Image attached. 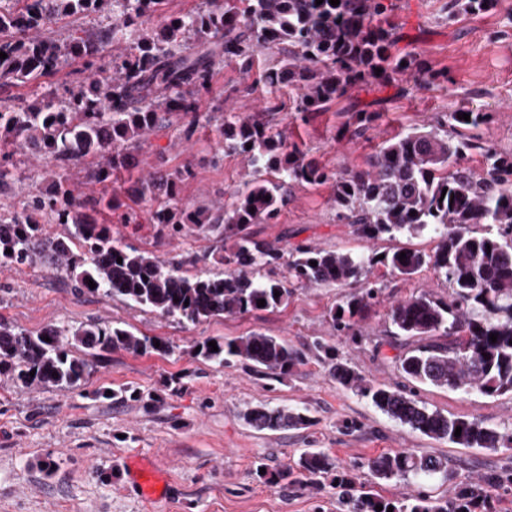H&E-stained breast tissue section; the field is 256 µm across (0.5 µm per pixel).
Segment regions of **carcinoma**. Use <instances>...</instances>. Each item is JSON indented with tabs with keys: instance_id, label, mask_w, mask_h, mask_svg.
Segmentation results:
<instances>
[{
	"instance_id": "cac0c4a2",
	"label": "carcinoma",
	"mask_w": 512,
	"mask_h": 512,
	"mask_svg": "<svg viewBox=\"0 0 512 512\" xmlns=\"http://www.w3.org/2000/svg\"><path fill=\"white\" fill-rule=\"evenodd\" d=\"M17 7L0 6V33L16 30V40H1L0 85L27 84L58 71L63 62L79 59L89 74L68 98L40 101L15 108L0 99V144L25 147L44 160L43 189L31 194L21 213L0 216V266L65 267L75 287L107 297L120 296L164 317L193 324L288 304L296 282L306 286H343L367 275L380 263L391 272L411 276L424 267L444 275L448 295L428 292L393 305L388 317L394 337L429 339L395 357L404 377L414 383L485 395L512 393V155L465 141L463 130L479 125L484 114L466 111L470 120L448 114V125L413 131L389 140L368 168L328 174L281 137L269 133L257 117L224 119V151L243 157L253 178L245 183L229 209H190L178 198L180 176L157 173L132 181L133 196L148 206V221L158 238L214 237L231 242L209 255H188L175 265L154 252L139 250L112 236V227L94 214L120 206L119 197L80 190L71 167L91 159L86 183L104 185L120 171L136 168L135 151L164 120L176 115L194 129L199 99L210 89L213 71L224 60L249 69L258 50L279 53L265 79L295 88L299 107L318 112L348 89L376 82L390 83L410 72H426L412 53L394 54L392 26L385 0H204L197 11L166 15L168 0H16ZM499 0H454L462 13L486 11ZM106 11L114 22L76 32L60 41L48 36L51 24L88 12ZM153 17L163 22L152 26ZM381 73H376V69ZM480 150L481 171L461 165L464 152ZM334 181L338 218L364 239L424 231L439 238L434 252L397 249L380 259L299 245L288 251L254 237L253 224L274 219L279 191L286 183L322 184ZM415 215H410V212ZM73 225L72 238L50 234L45 223ZM482 225L478 234L472 227ZM78 242L81 252L72 250ZM406 253V259L399 258ZM122 263H117V258ZM212 260L225 266L221 277H189L178 265ZM317 262L313 267L310 262ZM265 272L258 279L255 274ZM382 288L367 283L360 292L328 311L331 326L342 332L353 319L379 303ZM497 335V341L490 335ZM65 330L50 327L31 336L0 321V375L21 388L41 389L81 384L87 361L69 354ZM70 344L103 356L115 350L168 355L164 340L140 336L119 326L83 325L70 332ZM50 341H45V338ZM214 341L218 351H211ZM314 348L330 361V371L343 386L371 399L382 412L422 435L463 448L496 449L511 441L476 421L432 411L384 384L364 386L351 368L336 362L325 340ZM197 354L219 366L240 363L260 378L277 380L300 363L288 341L262 332L233 339L207 338ZM259 429L303 427L310 424L305 409L260 403L242 414ZM461 435H455L456 428ZM380 480L424 484L438 477L448 481V459L412 451L381 454L368 463ZM339 469L320 450L303 452L292 465L274 472L257 471L268 484L315 482ZM343 489L344 512H463L474 500H486L501 483L488 476L480 484L461 487L452 498L433 497L418 489L406 502L386 501L358 489L336 475ZM382 510H376V507Z\"/></svg>"
}]
</instances>
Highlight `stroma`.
Instances as JSON below:
<instances>
[{"instance_id":"stroma-1","label":"stroma","mask_w":512,"mask_h":512,"mask_svg":"<svg viewBox=\"0 0 512 512\" xmlns=\"http://www.w3.org/2000/svg\"><path fill=\"white\" fill-rule=\"evenodd\" d=\"M452 2L391 0L387 19L395 49L416 54L427 63V75L409 73L383 87L351 88L324 111H300L291 88L255 83L239 65L217 66L212 92L202 98L198 128L186 134L183 120L168 117L137 151L139 173L183 172L184 204L231 206L249 172L239 157L224 152L215 134L223 119L215 110L220 103L245 117L262 115L270 133L282 134L306 159L339 174L366 168L395 135L433 129L456 110L485 112L488 121L466 132L477 147L464 159L465 166L481 170L480 146L512 153V0L473 15L456 12ZM85 75L82 63L71 60L55 75L0 87V98L18 106L60 99ZM359 112L372 113V120L357 125ZM0 167L12 175L0 191V214L10 216L41 188L42 168L20 148L0 154ZM102 218L113 236L165 259L201 257L218 247L212 238L155 239L144 204L126 196L118 210ZM250 230L257 239L288 249L310 245L376 256L400 247L429 253L437 244L426 234L358 237L338 219L328 182L286 187L276 219ZM368 279L381 284V304L339 334L327 313L358 292V282L339 288L294 283L286 305L193 325L117 297L77 290L63 269L38 264L0 269L2 322L32 334L50 325L73 329L95 322L158 337L173 347L167 356L116 350L101 359L69 347V354L90 363L85 380L71 390H22L0 376V512H340L333 476L315 486L288 487L257 477L258 464L273 470L296 461L306 448L324 451L349 478L388 501L402 499L408 489L397 480L375 479L369 460L401 450L444 456L453 478L432 481L430 491L452 495L477 477L501 475L505 481L493 490L490 505L471 512H512V483L506 479L512 473V446L462 448L427 438L342 387L329 362L318 356L313 342L322 337L335 346L337 361L366 384L412 390L430 409L512 435V394L414 384L393 361L405 342L391 338V304L423 290L446 295L444 276L429 268L399 276L378 266ZM255 332L287 340L301 363L272 381L242 365L220 367L192 353L206 338ZM259 403L306 409L312 423L256 430L241 414ZM133 459L161 465L164 495L146 500L128 489L127 464Z\"/></svg>"}]
</instances>
